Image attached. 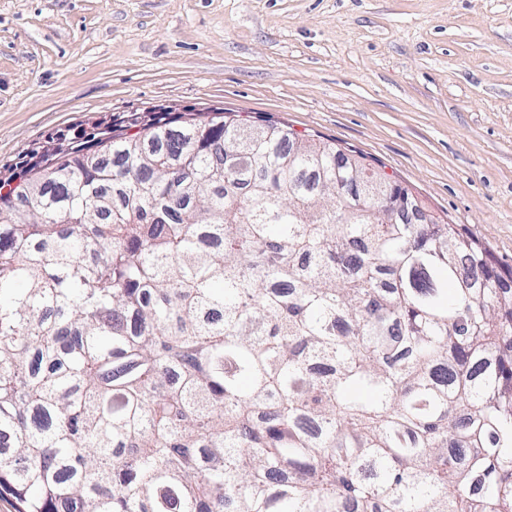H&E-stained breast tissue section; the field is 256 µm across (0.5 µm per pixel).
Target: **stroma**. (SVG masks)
I'll return each instance as SVG.
<instances>
[{
  "label": "stroma",
  "mask_w": 512,
  "mask_h": 512,
  "mask_svg": "<svg viewBox=\"0 0 512 512\" xmlns=\"http://www.w3.org/2000/svg\"><path fill=\"white\" fill-rule=\"evenodd\" d=\"M363 156L512 268V0H0V182L133 118Z\"/></svg>",
  "instance_id": "stroma-1"
}]
</instances>
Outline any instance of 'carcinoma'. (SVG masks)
<instances>
[{
    "mask_svg": "<svg viewBox=\"0 0 512 512\" xmlns=\"http://www.w3.org/2000/svg\"><path fill=\"white\" fill-rule=\"evenodd\" d=\"M160 118L0 194L18 512H512V271L344 150Z\"/></svg>",
    "mask_w": 512,
    "mask_h": 512,
    "instance_id": "1",
    "label": "carcinoma"
}]
</instances>
